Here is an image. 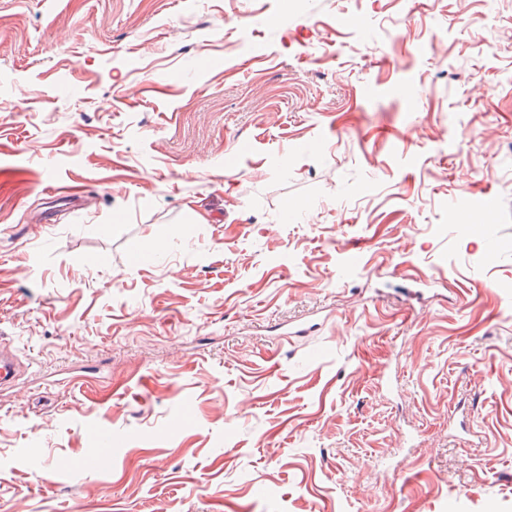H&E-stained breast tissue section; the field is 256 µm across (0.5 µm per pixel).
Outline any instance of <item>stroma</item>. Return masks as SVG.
<instances>
[{
	"mask_svg": "<svg viewBox=\"0 0 512 512\" xmlns=\"http://www.w3.org/2000/svg\"><path fill=\"white\" fill-rule=\"evenodd\" d=\"M0 338V512H512V0H0ZM19 374V364L13 349L0 341V385H10Z\"/></svg>",
	"mask_w": 512,
	"mask_h": 512,
	"instance_id": "1",
	"label": "stroma"
}]
</instances>
